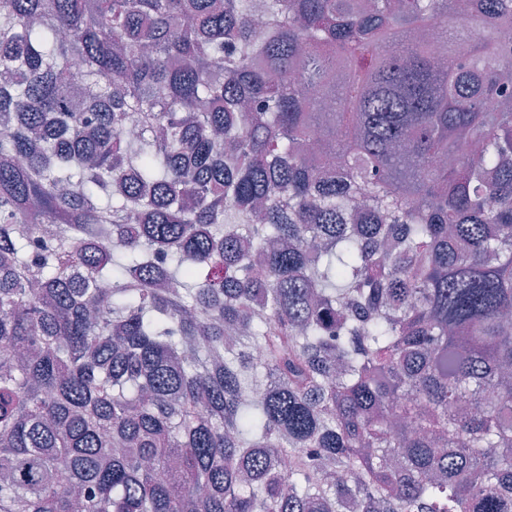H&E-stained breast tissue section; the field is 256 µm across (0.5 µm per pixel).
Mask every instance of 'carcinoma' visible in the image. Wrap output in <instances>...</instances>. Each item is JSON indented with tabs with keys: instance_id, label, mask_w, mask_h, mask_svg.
Here are the masks:
<instances>
[{
	"instance_id": "cac0c4a2",
	"label": "carcinoma",
	"mask_w": 512,
	"mask_h": 512,
	"mask_svg": "<svg viewBox=\"0 0 512 512\" xmlns=\"http://www.w3.org/2000/svg\"><path fill=\"white\" fill-rule=\"evenodd\" d=\"M510 29L0 0V512H512Z\"/></svg>"
}]
</instances>
